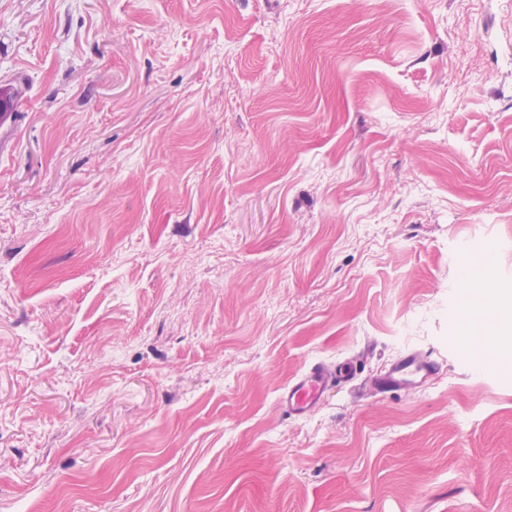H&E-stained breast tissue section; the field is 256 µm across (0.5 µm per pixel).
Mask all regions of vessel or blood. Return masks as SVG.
Masks as SVG:
<instances>
[{
  "instance_id": "b4317fda",
  "label": "vessel or blood",
  "mask_w": 512,
  "mask_h": 512,
  "mask_svg": "<svg viewBox=\"0 0 512 512\" xmlns=\"http://www.w3.org/2000/svg\"><path fill=\"white\" fill-rule=\"evenodd\" d=\"M439 367V361L432 355L411 351L377 380L376 388L384 394L406 389L424 382ZM355 377L353 367L313 363L282 392L279 404L289 415L306 414L322 403L330 389L350 384Z\"/></svg>"
}]
</instances>
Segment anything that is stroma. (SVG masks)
Instances as JSON below:
<instances>
[{"mask_svg":"<svg viewBox=\"0 0 512 512\" xmlns=\"http://www.w3.org/2000/svg\"><path fill=\"white\" fill-rule=\"evenodd\" d=\"M0 90V512H512V0H0ZM440 367L431 354L410 351L394 363L389 371L376 381L375 388L383 394L409 388L431 377ZM355 378L352 366L313 363L282 392L279 405L289 415H304L320 405L330 389L349 385Z\"/></svg>","mask_w":512,"mask_h":512,"instance_id":"stroma-1","label":"stroma"}]
</instances>
